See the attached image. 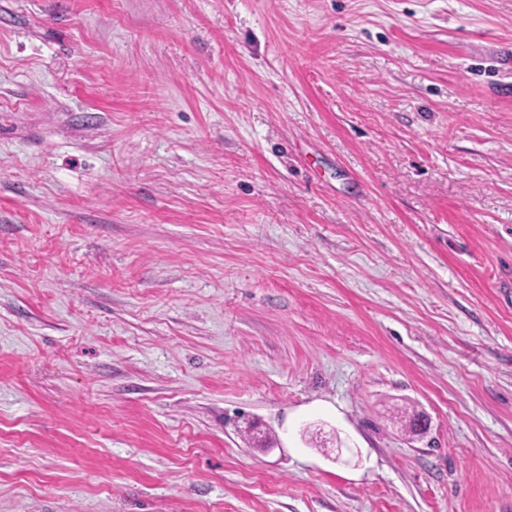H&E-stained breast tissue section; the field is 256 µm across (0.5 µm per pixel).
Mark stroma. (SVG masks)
<instances>
[{"instance_id": "obj_1", "label": "stroma", "mask_w": 512, "mask_h": 512, "mask_svg": "<svg viewBox=\"0 0 512 512\" xmlns=\"http://www.w3.org/2000/svg\"><path fill=\"white\" fill-rule=\"evenodd\" d=\"M0 512H512V0H0Z\"/></svg>"}]
</instances>
